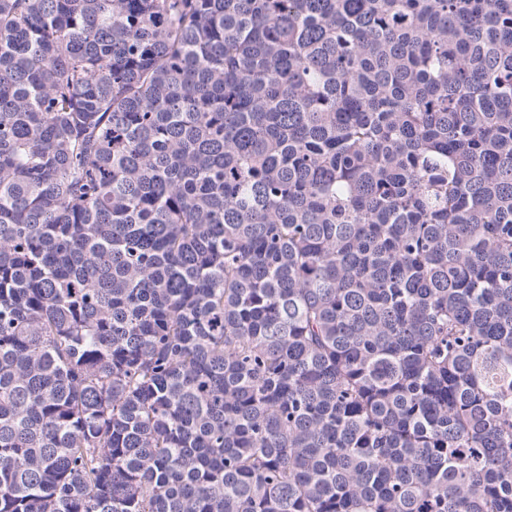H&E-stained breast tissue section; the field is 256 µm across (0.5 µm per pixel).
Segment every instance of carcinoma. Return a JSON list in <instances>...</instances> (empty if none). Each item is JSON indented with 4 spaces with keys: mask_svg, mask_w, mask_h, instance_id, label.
I'll list each match as a JSON object with an SVG mask.
<instances>
[{
    "mask_svg": "<svg viewBox=\"0 0 512 512\" xmlns=\"http://www.w3.org/2000/svg\"><path fill=\"white\" fill-rule=\"evenodd\" d=\"M0 512H512V0H0Z\"/></svg>",
    "mask_w": 512,
    "mask_h": 512,
    "instance_id": "carcinoma-1",
    "label": "carcinoma"
}]
</instances>
